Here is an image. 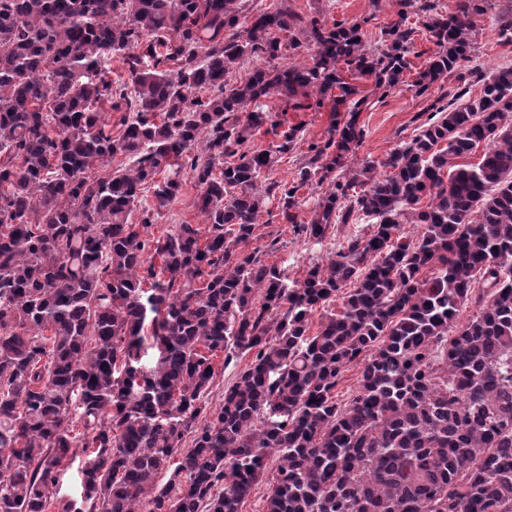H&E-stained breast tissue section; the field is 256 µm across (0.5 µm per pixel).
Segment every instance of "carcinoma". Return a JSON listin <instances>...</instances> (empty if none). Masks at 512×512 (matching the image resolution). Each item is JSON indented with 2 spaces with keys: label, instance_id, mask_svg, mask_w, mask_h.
I'll return each instance as SVG.
<instances>
[{
  "label": "carcinoma",
  "instance_id": "1",
  "mask_svg": "<svg viewBox=\"0 0 512 512\" xmlns=\"http://www.w3.org/2000/svg\"><path fill=\"white\" fill-rule=\"evenodd\" d=\"M244 9L0 0V512H241L273 452L266 512H512V68L479 77L480 95L464 89L454 108L431 105L409 142L297 224V192L361 142L360 91L341 68L391 90L412 30L393 23L370 53L359 23L304 20L283 3L242 29ZM467 17L427 16L437 51L419 92L468 59ZM298 26L312 65L227 82L245 57L277 58V33ZM115 57L128 93L112 87ZM334 89L349 119L310 146L298 181L263 179L297 129L248 147L260 100L308 109ZM106 105L121 113L116 136ZM118 155L129 167L110 169ZM185 169L207 230L143 237ZM277 195L282 219L318 242L355 213L374 231L290 287L261 248L245 251ZM405 224L423 227L417 240ZM468 302L477 312L459 326ZM220 353L252 360L213 408ZM360 362L355 393L336 401ZM78 448L77 503L57 486Z\"/></svg>",
  "mask_w": 512,
  "mask_h": 512
}]
</instances>
